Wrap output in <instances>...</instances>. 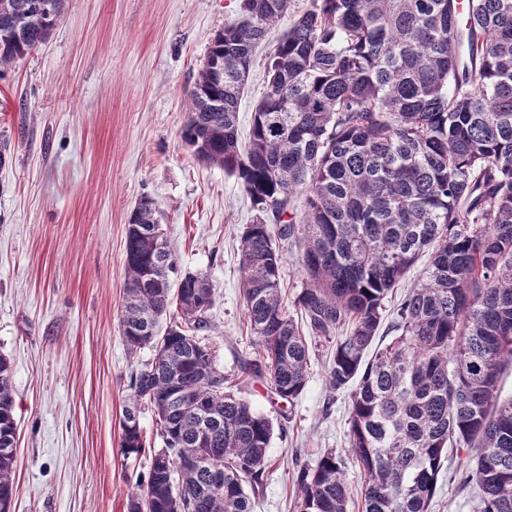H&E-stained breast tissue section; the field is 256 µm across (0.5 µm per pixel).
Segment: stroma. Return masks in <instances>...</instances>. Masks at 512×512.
I'll return each mask as SVG.
<instances>
[{"mask_svg": "<svg viewBox=\"0 0 512 512\" xmlns=\"http://www.w3.org/2000/svg\"><path fill=\"white\" fill-rule=\"evenodd\" d=\"M242 0H68L49 38L0 74V354L15 389L17 493L11 512H126L149 453L124 456L121 420L133 370L121 331L131 211L153 199L180 271L208 273L203 338L233 391L274 428L273 465L256 512H296L292 476L328 450L348 455V392L326 385L334 341L310 350L294 402L244 373L258 358L241 299L240 237L256 213L235 176L194 159L181 140L187 92L210 41L242 16ZM280 21L255 50L238 110L241 140L264 92ZM432 512H478L453 448Z\"/></svg>", "mask_w": 512, "mask_h": 512, "instance_id": "stroma-1", "label": "stroma"}]
</instances>
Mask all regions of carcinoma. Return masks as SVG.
Here are the masks:
<instances>
[{
	"label": "carcinoma",
	"instance_id": "1",
	"mask_svg": "<svg viewBox=\"0 0 512 512\" xmlns=\"http://www.w3.org/2000/svg\"><path fill=\"white\" fill-rule=\"evenodd\" d=\"M6 2L0 74L45 42L66 0H52L50 16L41 0ZM290 2L243 0L241 19L209 45L181 129L194 158L236 176L258 212L240 262L247 324L263 344L248 372L291 402L307 383L309 341L344 332L326 384L350 390L363 512H430L450 447L468 451L480 512H512V398L499 389L512 366V0H312L269 57L244 146L238 106L254 52ZM292 238L304 241L298 320L280 288L279 242ZM426 250L398 335L373 346L385 298ZM124 273V341L153 357L130 376L121 448L145 450L146 409L163 442L127 512H255L272 423L230 390L199 338L214 289L204 272L172 288L176 261L149 198L130 214ZM173 308L180 319L161 328ZM16 436L0 354V512L16 493ZM190 455L201 463H184ZM295 483L297 512H347L352 487L335 451Z\"/></svg>",
	"mask_w": 512,
	"mask_h": 512
}]
</instances>
